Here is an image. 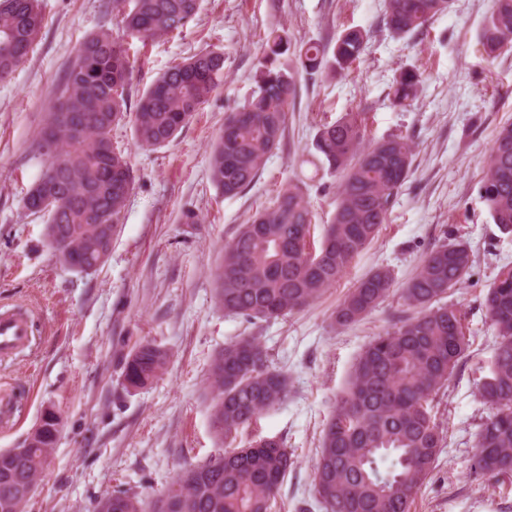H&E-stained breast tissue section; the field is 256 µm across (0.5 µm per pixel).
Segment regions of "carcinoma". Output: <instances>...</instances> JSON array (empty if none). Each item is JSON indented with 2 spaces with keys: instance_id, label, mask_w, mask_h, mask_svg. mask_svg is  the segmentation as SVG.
<instances>
[{
  "instance_id": "carcinoma-1",
  "label": "carcinoma",
  "mask_w": 512,
  "mask_h": 512,
  "mask_svg": "<svg viewBox=\"0 0 512 512\" xmlns=\"http://www.w3.org/2000/svg\"><path fill=\"white\" fill-rule=\"evenodd\" d=\"M451 5L452 0H384L382 21L403 38L426 29ZM201 7L202 0H112L124 35L144 44L181 34ZM43 27L39 0H0V80L26 61ZM479 38L490 57L512 49V0H491ZM366 45L367 33L357 28L343 31L331 53L316 42L293 44L282 26L268 30L253 89L241 106L226 113L224 129L211 145V177L224 196L243 193L278 148L296 98L295 73H345ZM288 52L292 58L285 67L280 57ZM131 76L123 40L106 29L88 36L69 61L33 144L44 166L23 206L47 217L51 248L77 272L101 267L100 254L109 245L106 227L117 228L132 190L129 161L112 147V125L126 117ZM223 82L222 50H201L170 66L138 99L133 115L138 145H168ZM419 85L417 71H401L392 85L394 104L409 106ZM313 150L339 175L336 208L319 246L310 247L313 215L299 184L290 183L224 248L214 279L225 314L256 324L320 298L377 237L415 156L414 143L403 135L367 140L361 112L321 125ZM481 196L493 223L512 235V123L495 137ZM472 266L473 251L462 239L428 249L402 288L405 309L359 355L326 423L313 471L323 512H411L446 443L435 399L470 347L464 316L444 299L469 278ZM392 286L388 269L370 271L336 306L335 324L360 322L386 301ZM483 305L498 342L489 374L477 385L491 413L475 433L472 475L498 479L512 475V267L497 271ZM168 361V351L156 341H141L125 363L122 388L130 392L147 386ZM207 381L211 425L222 441L236 439L288 396V377L272 367L260 337L253 335L224 345ZM60 434L61 421L46 422L25 440L24 453L0 450V512H24L27 490L36 487ZM293 466L283 438H253L189 465L162 493L106 492L92 512H279L278 499Z\"/></svg>"
}]
</instances>
